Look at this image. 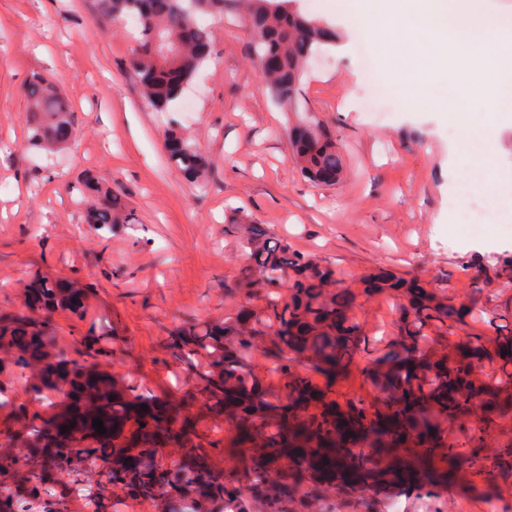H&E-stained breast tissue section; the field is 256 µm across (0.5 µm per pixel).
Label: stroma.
<instances>
[{
	"label": "stroma",
	"mask_w": 512,
	"mask_h": 512,
	"mask_svg": "<svg viewBox=\"0 0 512 512\" xmlns=\"http://www.w3.org/2000/svg\"><path fill=\"white\" fill-rule=\"evenodd\" d=\"M298 6L336 31L335 43L309 60L301 90L343 157L333 186L309 181L293 163L288 129L295 116L271 100L237 11L204 16L217 52L167 113L145 102L129 73L130 19H96L95 0H0V313H25L24 291L37 273L86 287L80 312L54 317L56 349L78 356L82 336L108 320L100 368L134 393L181 401L200 435L219 443L211 463L233 482L242 472L226 464L230 434L202 409L194 370L205 361L185 367L168 347L175 329L224 319L241 306L233 287L245 260L233 215L333 264L355 290L365 274L385 268L431 287L449 285L464 301L479 267L512 254V224L438 221L453 208L448 132L456 115L446 101L462 92L480 100L482 77L452 66L427 84L429 104L407 108L393 94L365 111L363 98L376 90L361 80L343 0ZM35 72L71 106L76 139L65 148L28 144L24 85ZM172 119L209 162L205 190L168 163ZM89 172L121 189L137 223H85L77 186ZM356 314L369 348L338 382L347 398L365 393L366 366L394 340L399 301L382 295ZM24 384L0 348V428L28 402ZM485 493L463 468L421 498L402 485L375 484L330 505L333 512H384L398 499L405 512L459 502L466 512H482Z\"/></svg>",
	"instance_id": "obj_1"
}]
</instances>
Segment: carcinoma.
Returning a JSON list of instances; mask_svg holds the SVG:
<instances>
[{"label":"carcinoma","instance_id":"cac0c4a2","mask_svg":"<svg viewBox=\"0 0 512 512\" xmlns=\"http://www.w3.org/2000/svg\"><path fill=\"white\" fill-rule=\"evenodd\" d=\"M234 2L246 3L244 20L255 59L280 60L279 72L261 73L267 90L280 106L299 111L306 62L315 49L331 43L332 30L302 15L292 6L295 0H96V9L104 19L137 17L131 70L147 103L168 112L214 53V31L198 17L222 15ZM24 92L28 142L46 148L71 144L75 130L64 95L40 75L28 79ZM289 140L306 177L326 185L339 181L343 159L327 133L304 124L290 130ZM165 149L174 169L204 189L209 163L173 119ZM81 195L92 201L89 224L135 221L120 188L90 173L82 180ZM242 248L247 264L236 288L248 299L264 295L266 306L244 305L219 325L190 326L170 339L182 361L208 358L209 370L201 376L205 407L231 426L232 444L244 449L246 486L210 468V449L218 444L200 438L191 420H178L180 404L133 394L99 370L104 334L83 336L78 358L58 353L50 359L54 314L78 312L85 293L42 275L34 278L25 298V306L42 312V319L0 314V345L12 351L17 368L34 371L32 393L58 390L66 404L48 419L20 405L21 426L0 430L13 448L0 456V471L19 481L14 491L0 493V512H15L16 500L48 491L46 512H66V496L56 487L65 479L73 486L82 483L76 466L98 448L112 449V483L156 499L164 508L172 502L176 512L185 501L193 504V512H292L288 505L301 493L308 497L304 512H316V495L326 491L344 495L377 482L423 489V465L429 460L446 468L466 465L474 482L484 485L509 473L474 451V437L465 444L449 442L448 427L474 422L482 434L496 418L512 414V326H497L490 344L471 341L453 357L428 341L466 330L487 312V303L477 297L461 302L446 286L427 288L415 278L383 270L368 273L356 293L338 282L331 265L272 240L261 224L247 223ZM483 280L488 287L512 288V255L498 258ZM385 294L402 299L396 339L365 370L371 398L359 396L342 405L336 377L368 343L353 316L358 298ZM261 336L269 337L283 376L282 394L273 399L248 371L249 353ZM296 361L321 371L326 385L316 386L291 371ZM486 362L498 365L499 375L490 380L477 375ZM97 418L103 434L93 426ZM162 448L182 449V461L162 463ZM362 448L372 452L363 454Z\"/></svg>","mask_w":512,"mask_h":512}]
</instances>
